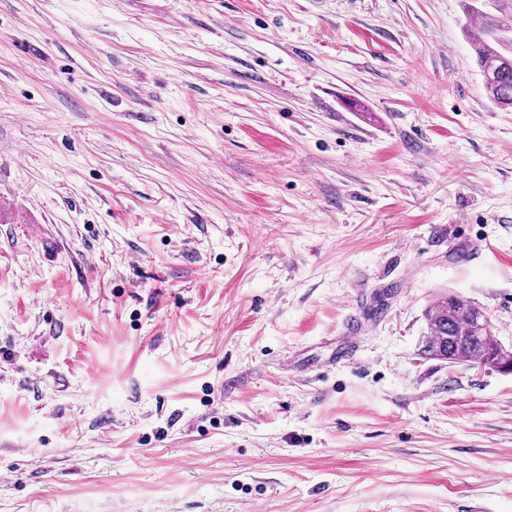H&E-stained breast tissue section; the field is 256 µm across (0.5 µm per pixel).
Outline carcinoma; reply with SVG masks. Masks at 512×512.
Here are the masks:
<instances>
[{
	"label": "carcinoma",
	"mask_w": 512,
	"mask_h": 512,
	"mask_svg": "<svg viewBox=\"0 0 512 512\" xmlns=\"http://www.w3.org/2000/svg\"><path fill=\"white\" fill-rule=\"evenodd\" d=\"M496 14L480 12L481 38L475 45L488 98L512 108V12L504 0H490ZM423 353L450 363L473 362L512 372V352L492 335L483 310L459 295L440 298L426 309Z\"/></svg>",
	"instance_id": "obj_1"
}]
</instances>
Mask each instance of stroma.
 <instances>
[{
  "label": "stroma",
  "instance_id": "obj_1",
  "mask_svg": "<svg viewBox=\"0 0 512 512\" xmlns=\"http://www.w3.org/2000/svg\"><path fill=\"white\" fill-rule=\"evenodd\" d=\"M468 2L0 0V512H512ZM425 320V355L512 372V352L492 335L483 310L474 302L448 294L426 309Z\"/></svg>",
  "mask_w": 512,
  "mask_h": 512
}]
</instances>
